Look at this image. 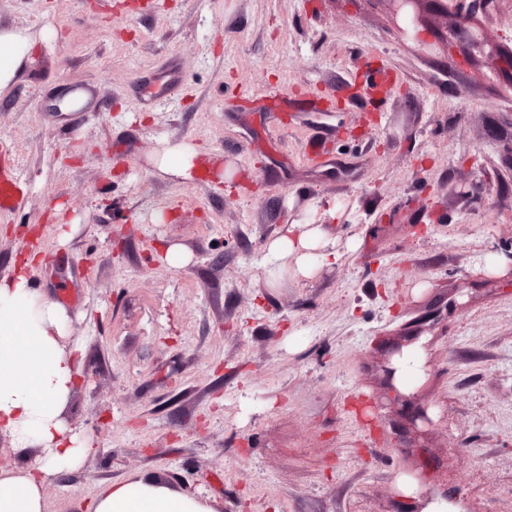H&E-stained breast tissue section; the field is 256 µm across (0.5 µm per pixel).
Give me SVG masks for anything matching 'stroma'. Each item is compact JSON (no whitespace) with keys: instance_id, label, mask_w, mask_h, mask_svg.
Here are the masks:
<instances>
[{"instance_id":"1","label":"stroma","mask_w":512,"mask_h":512,"mask_svg":"<svg viewBox=\"0 0 512 512\" xmlns=\"http://www.w3.org/2000/svg\"><path fill=\"white\" fill-rule=\"evenodd\" d=\"M456 14L423 0V53L390 0H0L42 39L0 96V279L38 230L35 288L82 351L66 420L94 450L44 483L45 512H92L146 476L215 512H418L404 479L461 512H512V66L444 44ZM179 89L146 99L171 53ZM397 75L370 133L349 98L361 57ZM85 90V110L57 100ZM342 112L316 111L321 94ZM191 144L248 173L228 191L153 165ZM444 217L429 224L430 210ZM322 221L337 262L305 278L271 240ZM191 256L175 268L162 249ZM419 337L413 436L384 346Z\"/></svg>"}]
</instances>
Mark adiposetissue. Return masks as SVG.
Listing matches in <instances>:
<instances>
[{
	"mask_svg": "<svg viewBox=\"0 0 512 512\" xmlns=\"http://www.w3.org/2000/svg\"><path fill=\"white\" fill-rule=\"evenodd\" d=\"M36 41L30 30L0 27V94L11 88ZM213 168V158L190 144L166 148L160 157V172L171 177H205ZM319 242V227L294 224L270 252L307 276ZM67 318L63 306L34 290L25 271L0 280V431L9 433L17 447L44 450L31 467L0 469V512H44V476L74 466L91 450L87 441L68 433L62 419L81 363L76 352H65L61 345ZM93 512L214 510L202 499L139 477L106 485Z\"/></svg>",
	"mask_w": 512,
	"mask_h": 512,
	"instance_id": "ef3b65f1",
	"label": "adipose tissue"
}]
</instances>
